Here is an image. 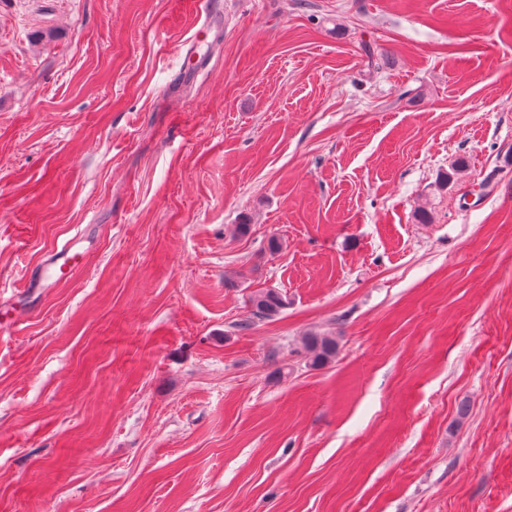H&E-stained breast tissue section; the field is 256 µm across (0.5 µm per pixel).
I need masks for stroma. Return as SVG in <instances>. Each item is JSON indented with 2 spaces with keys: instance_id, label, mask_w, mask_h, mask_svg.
<instances>
[{
  "instance_id": "1",
  "label": "stroma",
  "mask_w": 512,
  "mask_h": 512,
  "mask_svg": "<svg viewBox=\"0 0 512 512\" xmlns=\"http://www.w3.org/2000/svg\"><path fill=\"white\" fill-rule=\"evenodd\" d=\"M220 3L0 0V512H512V0ZM181 3L189 6L197 16V29L182 48L184 58L192 61L190 67H184V77L194 79L207 68L209 49L215 38L212 22L218 3L214 0H182ZM86 240L74 236L53 249L34 269L26 288H53L82 262ZM253 317L259 319L272 318L284 308L285 302L282 296L275 290L256 292L249 298ZM36 311V306L19 305L16 302L0 307V330L8 326L22 324L27 318ZM309 366L319 368L336 357L338 342L335 336L310 334L304 338Z\"/></svg>"
}]
</instances>
